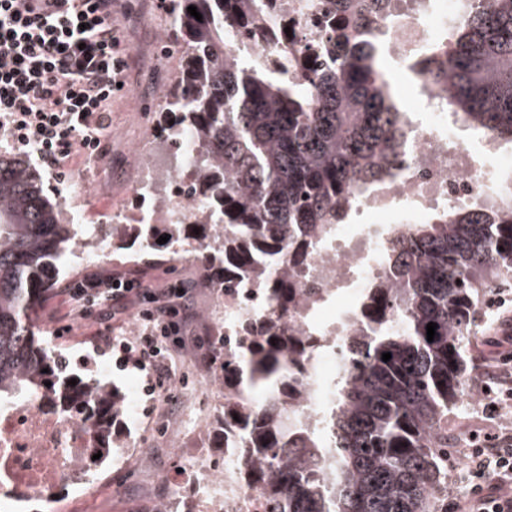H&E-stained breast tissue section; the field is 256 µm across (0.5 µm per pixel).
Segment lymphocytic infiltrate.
Wrapping results in <instances>:
<instances>
[{
	"label": "lymphocytic infiltrate",
	"instance_id": "lymphocytic-infiltrate-1",
	"mask_svg": "<svg viewBox=\"0 0 512 512\" xmlns=\"http://www.w3.org/2000/svg\"><path fill=\"white\" fill-rule=\"evenodd\" d=\"M120 0H0V142L34 157L57 174L74 161L106 154L102 142L112 98L125 80L124 48L112 24ZM69 314L99 307L93 336L116 364L145 378L144 392H162L170 375L162 363L167 343L182 345L189 295L177 285L147 287L132 274L91 273L64 288ZM138 307L133 337L112 323ZM474 496L446 504V512H512V428L464 460Z\"/></svg>",
	"mask_w": 512,
	"mask_h": 512
}]
</instances>
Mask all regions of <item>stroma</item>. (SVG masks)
I'll list each match as a JSON object with an SVG mask.
<instances>
[{
    "instance_id": "obj_1",
    "label": "stroma",
    "mask_w": 512,
    "mask_h": 512,
    "mask_svg": "<svg viewBox=\"0 0 512 512\" xmlns=\"http://www.w3.org/2000/svg\"><path fill=\"white\" fill-rule=\"evenodd\" d=\"M158 0H127L125 11L114 14L113 23L121 31L129 50L125 56L126 87L112 100L111 124L105 132L107 155L95 165H82L66 171L63 178L43 175L50 196L80 211L89 226L108 225L116 210H133L137 201L131 192L132 150L146 128L137 106L155 92L154 72L162 66L156 57ZM179 61L164 64L177 72ZM134 271L147 283L184 281L193 287L194 314L188 325L199 336L200 345L171 357L172 380L165 397L150 402L142 390L144 378L134 370L113 368L111 354L90 342L87 319L66 316L57 297H48L36 324L52 350L62 355L70 371L95 377L112 386L124 409L119 434L114 440L111 460L101 476L80 492H59L60 512H158L171 496L187 499L188 486L176 481L178 471L188 469L191 458L185 448L209 446L216 461H223L219 446L222 404L218 377L221 363L207 364L203 354H216L224 347V322L215 313L224 298L221 290L201 287L202 273L192 261L169 263L166 245H158L152 261L136 257L132 250L117 249L108 258L71 259L59 284H74L90 271ZM512 327V304L490 306L480 300L467 340L469 362L498 372L501 382L493 386L494 401L502 408L493 417L481 407L456 403L448 411L443 427L448 434V454L461 459L464 448L459 439L473 426L485 433L499 432L501 425H512V407L505 405L504 384L512 380V366L500 363L512 344L503 336Z\"/></svg>"
}]
</instances>
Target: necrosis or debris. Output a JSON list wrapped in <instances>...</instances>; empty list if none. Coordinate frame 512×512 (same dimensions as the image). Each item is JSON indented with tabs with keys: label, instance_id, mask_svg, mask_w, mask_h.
I'll list each match as a JSON object with an SVG mask.
<instances>
[{
	"label": "necrosis or debris",
	"instance_id": "obj_1",
	"mask_svg": "<svg viewBox=\"0 0 512 512\" xmlns=\"http://www.w3.org/2000/svg\"><path fill=\"white\" fill-rule=\"evenodd\" d=\"M472 0H389L373 20L381 34V52L392 75L415 85L420 111L405 115L402 161L391 177L371 193L352 201L350 219L309 239L297 265L278 267V275L298 292L295 306L280 311L265 288L266 267L248 281L224 291V357L236 359L242 347L263 336L274 322L311 347L309 361L294 366L296 384L286 402L290 419L320 423L336 403V385L345 373L344 352L368 329L357 307L364 290L386 276L383 254L408 225L453 203L482 199L490 186L512 174V153L481 137L458 142L463 123L451 113L439 84L429 75L436 45L459 24ZM266 21L239 45L251 55L300 61L304 71L317 66L314 39L326 33L335 17H322L308 0H264ZM156 149L144 137L135 149L137 170L132 191L141 209L118 212L119 224H194L209 205L190 192L197 178L191 157L157 174ZM404 215L388 223L387 213ZM96 437L43 402L26 400L0 405V512H56L54 492L61 486L83 490L101 465ZM192 483L207 512H269L259 491L238 482L233 462L216 469L207 449H190Z\"/></svg>",
	"mask_w": 512,
	"mask_h": 512
}]
</instances>
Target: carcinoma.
<instances>
[{"label":"carcinoma","mask_w":512,"mask_h":512,"mask_svg":"<svg viewBox=\"0 0 512 512\" xmlns=\"http://www.w3.org/2000/svg\"><path fill=\"white\" fill-rule=\"evenodd\" d=\"M332 2L345 19L320 44L322 68L300 81L267 58H243L236 27L247 14L260 21L258 0H174L184 66L159 94L158 111L175 121H159L158 136L180 127L187 146L209 151L193 193L218 223L166 224L164 232L168 246H181L172 259L196 260L208 288L246 280L259 263L300 257L307 237L338 223L351 195L368 191L400 156L402 111L367 36L379 0ZM434 77L469 127L512 141V0H474ZM126 229L136 251L155 248L158 226ZM76 244L77 228L62 223L35 170L0 151V402L33 396L69 412L106 454L119 413L112 388L97 379L69 384L66 361L36 335L38 309ZM385 265L387 279L362 297L373 327L348 356L328 443L284 408L288 355L305 359L301 339L274 331L247 351L249 384L273 393L252 412L225 410L221 426L235 431L228 447L240 479L271 512H427L437 460L448 452L442 422L469 379L465 341L476 300L512 273V196L450 205L413 225ZM266 287L288 312V281Z\"/></svg>","instance_id":"obj_1"}]
</instances>
